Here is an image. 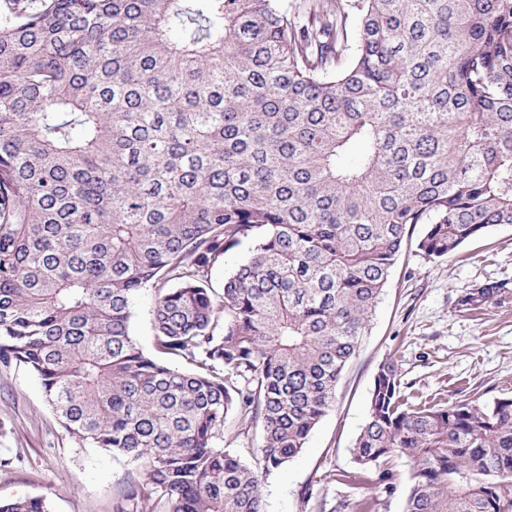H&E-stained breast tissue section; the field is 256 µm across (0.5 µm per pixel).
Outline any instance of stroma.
<instances>
[{
  "mask_svg": "<svg viewBox=\"0 0 512 512\" xmlns=\"http://www.w3.org/2000/svg\"><path fill=\"white\" fill-rule=\"evenodd\" d=\"M412 243L398 257L369 328L336 388V404L302 452L262 479L266 512H403L406 484L387 491L360 482L351 449L368 418L378 366L393 358L401 387L415 401L512 397V226L467 241L447 259ZM494 283L492 302L468 310L462 296ZM135 463L80 443L59 422L28 368L0 362V501L45 497L49 512H114Z\"/></svg>",
  "mask_w": 512,
  "mask_h": 512,
  "instance_id": "stroma-1",
  "label": "stroma"
}]
</instances>
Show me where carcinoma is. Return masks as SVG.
Returning a JSON list of instances; mask_svg holds the SVG:
<instances>
[{
	"label": "carcinoma",
	"mask_w": 512,
	"mask_h": 512,
	"mask_svg": "<svg viewBox=\"0 0 512 512\" xmlns=\"http://www.w3.org/2000/svg\"><path fill=\"white\" fill-rule=\"evenodd\" d=\"M416 224L431 259L512 225V0H0V360L136 464L116 512H265ZM352 455L410 462L404 512H512V398L412 404L389 359ZM251 244L249 242L243 243L236 250L228 253L218 262H216L208 273V284L212 291L216 294L223 293L224 276L231 273L236 266L249 254ZM157 289L146 288L141 291L133 307L131 331L135 341L149 355H154V330L152 325V309ZM220 446H224L231 453L237 455L242 461L253 464L258 456L261 446V436L259 428L254 425L251 427L239 426L237 420L230 419L224 428V443L219 441Z\"/></svg>",
	"instance_id": "carcinoma-1"
}]
</instances>
